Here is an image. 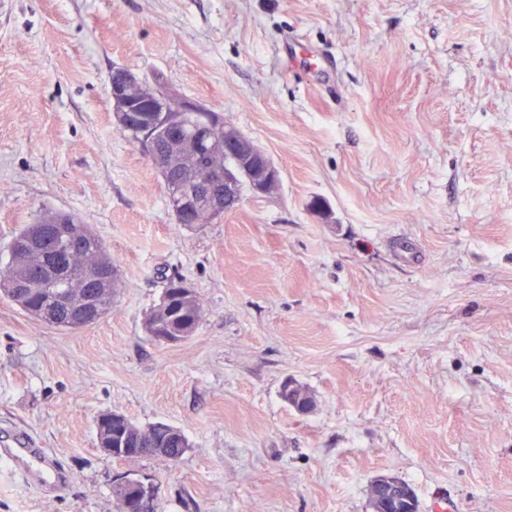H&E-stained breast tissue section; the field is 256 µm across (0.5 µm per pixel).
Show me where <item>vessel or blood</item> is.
<instances>
[{
    "label": "vessel or blood",
    "instance_id": "obj_1",
    "mask_svg": "<svg viewBox=\"0 0 512 512\" xmlns=\"http://www.w3.org/2000/svg\"><path fill=\"white\" fill-rule=\"evenodd\" d=\"M0 459L8 461L27 483L47 491L61 485L64 475L50 449L40 447L32 438L20 436L0 448Z\"/></svg>",
    "mask_w": 512,
    "mask_h": 512
}]
</instances>
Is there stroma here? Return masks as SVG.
Listing matches in <instances>:
<instances>
[{"instance_id":"stroma-1","label":"stroma","mask_w":512,"mask_h":512,"mask_svg":"<svg viewBox=\"0 0 512 512\" xmlns=\"http://www.w3.org/2000/svg\"><path fill=\"white\" fill-rule=\"evenodd\" d=\"M12 2L0 255L71 211L118 275L111 313L74 330L0 297V433L71 476L48 496L0 460V512H118L127 480L156 512H372L384 475L418 512H512V0ZM115 66L223 113L279 192L176 223L116 128ZM174 275L202 321L149 342ZM107 412L177 428L184 456L113 458Z\"/></svg>"}]
</instances>
